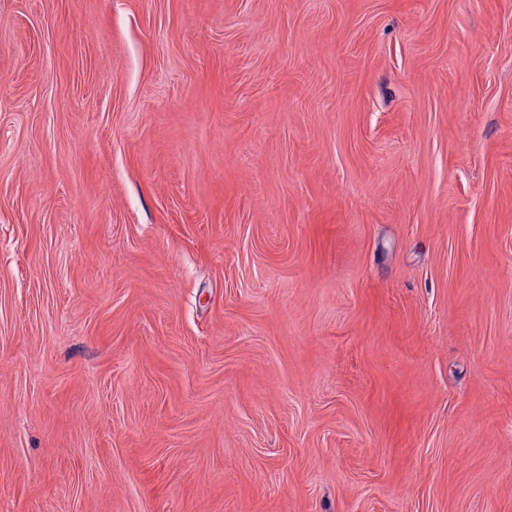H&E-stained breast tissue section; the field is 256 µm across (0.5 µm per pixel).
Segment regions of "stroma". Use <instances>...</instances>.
<instances>
[{
  "mask_svg": "<svg viewBox=\"0 0 512 512\" xmlns=\"http://www.w3.org/2000/svg\"><path fill=\"white\" fill-rule=\"evenodd\" d=\"M0 512H512V0H0Z\"/></svg>",
  "mask_w": 512,
  "mask_h": 512,
  "instance_id": "1",
  "label": "stroma"
}]
</instances>
